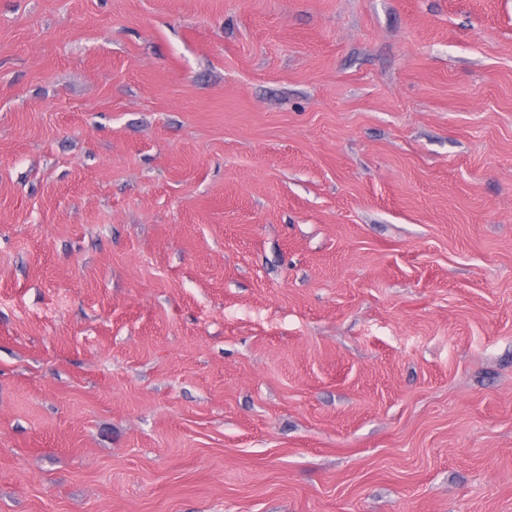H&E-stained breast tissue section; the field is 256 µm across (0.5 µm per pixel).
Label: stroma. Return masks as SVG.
I'll list each match as a JSON object with an SVG mask.
<instances>
[{
	"instance_id": "obj_1",
	"label": "stroma",
	"mask_w": 512,
	"mask_h": 512,
	"mask_svg": "<svg viewBox=\"0 0 512 512\" xmlns=\"http://www.w3.org/2000/svg\"><path fill=\"white\" fill-rule=\"evenodd\" d=\"M0 512H512V0H0Z\"/></svg>"
}]
</instances>
